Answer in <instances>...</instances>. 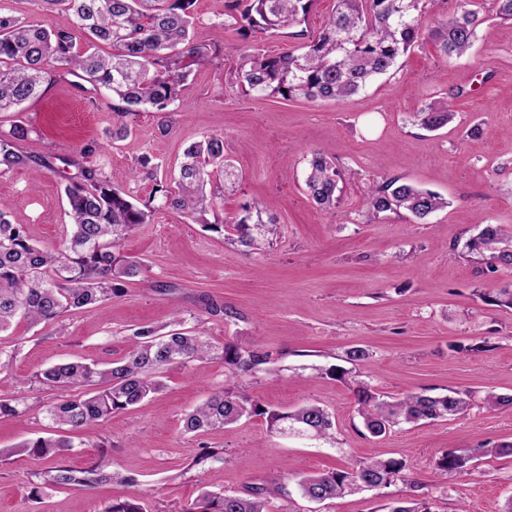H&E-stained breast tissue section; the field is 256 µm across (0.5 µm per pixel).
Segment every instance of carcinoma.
<instances>
[{
    "label": "carcinoma",
    "instance_id": "carcinoma-1",
    "mask_svg": "<svg viewBox=\"0 0 512 512\" xmlns=\"http://www.w3.org/2000/svg\"><path fill=\"white\" fill-rule=\"evenodd\" d=\"M59 6L72 16L67 27L0 12V112L18 109L40 95L45 82L74 75L88 86L83 92L102 89L112 95V111L119 114L166 112L186 86L191 66L218 63L232 54L229 48L197 40L196 0H34ZM314 0H228L222 25L236 28L248 38L257 34L276 36L291 30L296 43L275 55L239 52L233 66L236 86L245 94L280 95L311 102L348 97L376 76L386 75L424 37L431 38L446 57H461L477 41L481 24L471 0H456L448 19L432 29H423L424 0H335L333 14L317 32L303 27ZM83 36L88 49H79ZM112 45V55L101 56L93 44ZM455 113L449 102H430L413 113L414 123L436 131L450 123ZM32 129L16 123L0 131V174L27 168L32 156L19 150V142ZM223 180L224 190L236 188L238 174L224 154V136L208 135L184 150V161L174 187L157 184L162 206L203 225L224 232V222L215 216L218 193L207 185ZM346 174L332 161L315 153L309 163L306 188L322 209L336 206ZM69 228L61 242L46 247L32 242L23 224H13L0 210V333L15 320L31 325L51 324L63 314L89 309L121 296L127 280L137 276L143 263L120 252L121 242L149 223L153 208L139 204L116 188L100 169L81 170L80 180L65 186ZM448 206L440 195L418 189L397 177L380 176L370 183L367 215L404 210L425 221ZM265 206L246 203L232 229L239 242H257L253 232L267 239L277 233L272 218H263ZM467 253L484 257L487 266L512 267V232L497 224H485L466 243ZM210 356V346L189 332L160 334L150 325L138 327L123 357L110 363L74 358L43 370L37 382L60 392L46 409L58 435L37 436L19 448L38 461L53 462L43 472V484L61 488L81 485L95 488L112 481L130 482L109 470V452L103 440L92 447L97 457L85 468L74 470L56 458L85 443L74 444L69 434L112 416L115 411L141 404L163 388V370L172 364L201 361ZM266 356L240 344H224V365L232 374L256 372ZM357 412L366 433L382 438L394 427L420 421L443 420L464 414L468 394L448 390L444 395L410 393L399 400H385L369 386L354 389ZM490 410L512 409V394L489 392L483 399ZM263 416L273 433L298 434L331 442L335 440L329 413L315 403L294 410H269L239 395L231 387L213 390L183 418V432L204 435L226 429L244 417ZM512 456V443H483L463 454L449 453L439 462L445 472L460 471L477 458ZM405 464L400 459L362 461L351 469L309 476L297 482L303 497L316 502L335 499L357 489L387 485L400 477ZM281 489L274 487L245 496L202 492L181 512H270V500ZM103 512H143L136 497L114 499ZM389 512H431L419 499L397 500Z\"/></svg>",
    "mask_w": 512,
    "mask_h": 512
}]
</instances>
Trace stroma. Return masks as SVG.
Returning a JSON list of instances; mask_svg holds the SVG:
<instances>
[{
	"label": "stroma",
	"instance_id": "stroma-1",
	"mask_svg": "<svg viewBox=\"0 0 512 512\" xmlns=\"http://www.w3.org/2000/svg\"><path fill=\"white\" fill-rule=\"evenodd\" d=\"M478 2L483 23L467 55L445 57L424 39L399 68L339 101L247 95L231 88L226 66L209 65L193 67L164 134L158 113L116 116L107 91L91 101L67 78L21 111L0 112L1 129L17 121L34 129L20 148L35 163L0 175V210L38 244H57L69 222L70 169L47 170L55 157L92 145L82 166L102 169L144 203L155 181L176 177L185 148L209 134L223 135L241 175L238 192L219 205L221 216L231 219L242 203L257 201L279 230L272 245L248 248L172 210H155L122 244L124 255L144 264L123 296L67 312L52 326L21 322L0 336V347L17 353L0 374V399L21 411L0 419V448L12 452L0 463V512H103L112 499L129 496L146 512H180L214 482L240 495L281 487L273 512H380L410 498L429 500L432 512H505L512 456L482 458L461 473L438 467L448 452L512 442V410L482 404L486 392L512 393V308L487 302L512 281V268L491 273L459 251L480 225L512 227V21L496 18L492 0ZM224 10L225 0H197L201 40L264 54L285 46L282 36L242 41L235 28L222 27ZM449 98L456 116L447 127L429 132L414 124L424 103ZM122 124L128 138L112 141V128ZM316 153L347 174L332 210L319 209L306 191ZM144 154L157 166L154 178L137 164ZM379 176L436 192L448 206L424 222L403 211L368 220L363 198ZM144 324L195 331L218 350L239 343L267 362L256 374L237 376L219 358L166 367L158 393L88 428V446L62 458L85 468L97 455L96 441H109L113 468L132 484L47 487L33 499L42 465L14 449L49 431L45 407L55 398L33 386L34 374L76 356L120 358L128 336ZM457 343L464 352H454ZM355 346L368 351L364 364L347 362ZM360 382L392 398L453 388L470 393L473 404L464 415L402 424L373 439L364 436L354 403ZM222 386L269 409L317 403L332 416L335 440L274 434L261 416L204 436L183 433L184 414ZM204 446L218 459L197 462ZM390 457L404 461L405 478L389 486L324 503L297 490L300 477Z\"/></svg>",
	"mask_w": 512,
	"mask_h": 512
}]
</instances>
